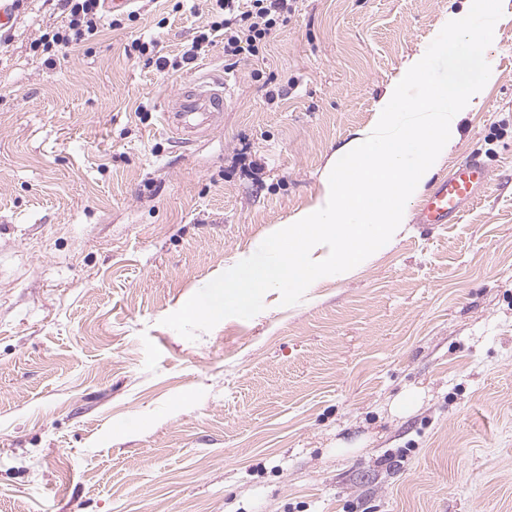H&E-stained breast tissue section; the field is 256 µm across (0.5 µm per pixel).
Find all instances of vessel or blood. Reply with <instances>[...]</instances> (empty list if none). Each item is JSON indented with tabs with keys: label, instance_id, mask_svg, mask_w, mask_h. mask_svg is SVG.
I'll list each match as a JSON object with an SVG mask.
<instances>
[{
	"label": "vessel or blood",
	"instance_id": "obj_1",
	"mask_svg": "<svg viewBox=\"0 0 512 512\" xmlns=\"http://www.w3.org/2000/svg\"><path fill=\"white\" fill-rule=\"evenodd\" d=\"M228 81L202 76L186 82L162 113L166 130L190 144L221 124ZM491 189V178L479 153L464 155L440 179L415 211L418 224H456Z\"/></svg>",
	"mask_w": 512,
	"mask_h": 512
}]
</instances>
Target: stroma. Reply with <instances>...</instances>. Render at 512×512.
Here are the masks:
<instances>
[{
  "mask_svg": "<svg viewBox=\"0 0 512 512\" xmlns=\"http://www.w3.org/2000/svg\"><path fill=\"white\" fill-rule=\"evenodd\" d=\"M463 152L492 191L457 224L406 223L350 278L189 341L164 326L312 205L336 149L468 0H293L264 56L181 69L208 0H141L124 29L0 45V512H512V0ZM227 76L223 128L191 146L161 112Z\"/></svg>",
  "mask_w": 512,
  "mask_h": 512,
  "instance_id": "stroma-1",
  "label": "stroma"
}]
</instances>
